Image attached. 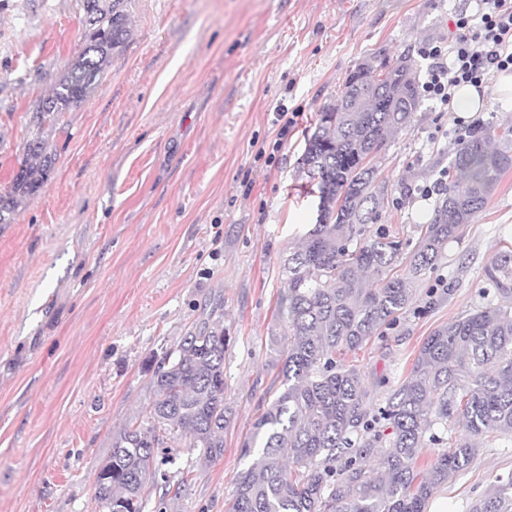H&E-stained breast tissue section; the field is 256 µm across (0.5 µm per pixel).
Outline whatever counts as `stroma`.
Wrapping results in <instances>:
<instances>
[{"label": "stroma", "instance_id": "obj_1", "mask_svg": "<svg viewBox=\"0 0 512 512\" xmlns=\"http://www.w3.org/2000/svg\"><path fill=\"white\" fill-rule=\"evenodd\" d=\"M131 35L100 84L35 129L38 101L83 46L80 0H0V190L29 140L55 157L39 192L0 224V512H97L112 435L150 396L151 361L192 324L223 321L224 456L190 455L167 512H224L252 424L276 379L280 266L317 217L300 172L306 136L348 75L378 53L447 42L476 0H129ZM298 115L275 146L279 107ZM458 113L422 99L375 159L394 198L381 223L411 238L459 145ZM274 153L272 163L258 150ZM512 250V171L449 242L388 336L352 356L375 402L437 326L488 302L486 273ZM439 492L464 512L512 473V439H478Z\"/></svg>", "mask_w": 512, "mask_h": 512}]
</instances>
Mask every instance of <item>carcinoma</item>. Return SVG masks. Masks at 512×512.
I'll list each match as a JSON object with an SVG mask.
<instances>
[{"instance_id": "cac0c4a2", "label": "carcinoma", "mask_w": 512, "mask_h": 512, "mask_svg": "<svg viewBox=\"0 0 512 512\" xmlns=\"http://www.w3.org/2000/svg\"><path fill=\"white\" fill-rule=\"evenodd\" d=\"M83 47L36 109L37 124L86 100L112 55L130 35L127 0H83ZM417 68L408 54L371 57L351 72L336 103L307 135L301 172L315 182L317 217L280 267L283 390L253 423L241 455H258L241 472L230 512H425L426 503L478 453L470 438L512 436V307L488 304L435 329L410 374L373 408L349 353L395 326L414 303V288L443 258L448 242L471 223L501 177L512 169V122L474 131L454 152L448 183L432 217L402 239L379 223L388 184L374 159L419 108ZM54 163L44 142L30 140L18 173L0 192V223L37 193ZM398 265L404 273L392 275ZM381 282L368 288L364 275ZM488 281L512 295V252ZM224 323L204 322L162 351L141 413L112 434L96 477L98 512H158L178 499L188 476L161 467L185 448L208 461L224 456ZM469 437L438 454L424 471L419 451L447 441L448 422ZM385 449L375 465V449ZM465 512H512V474L468 504Z\"/></svg>"}]
</instances>
